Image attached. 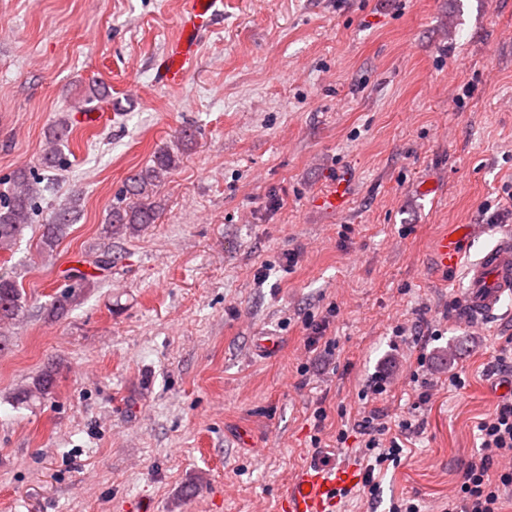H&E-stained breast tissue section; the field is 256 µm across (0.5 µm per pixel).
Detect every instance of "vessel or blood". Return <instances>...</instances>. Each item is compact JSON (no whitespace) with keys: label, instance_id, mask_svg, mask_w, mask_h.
<instances>
[{"label":"vessel or blood","instance_id":"vessel-or-blood-1","mask_svg":"<svg viewBox=\"0 0 512 512\" xmlns=\"http://www.w3.org/2000/svg\"><path fill=\"white\" fill-rule=\"evenodd\" d=\"M223 8V0H184L181 34L158 63L161 83L178 86L184 82L195 63L202 34ZM434 255L441 269H463L467 280L463 309L467 316L478 319L492 315L502 298L512 295V234L467 264L462 256L461 233L451 224L437 235ZM359 480L357 470L346 463H314L299 470L287 484L283 501L287 512H334L340 491Z\"/></svg>","mask_w":512,"mask_h":512}]
</instances>
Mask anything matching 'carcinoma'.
I'll list each match as a JSON object with an SVG mask.
<instances>
[{
    "label": "carcinoma",
    "instance_id": "obj_1",
    "mask_svg": "<svg viewBox=\"0 0 512 512\" xmlns=\"http://www.w3.org/2000/svg\"><path fill=\"white\" fill-rule=\"evenodd\" d=\"M69 121L58 118L48 129L46 147L41 159L40 170L23 169L14 172L10 189L0 194V250H9L20 241L25 229L30 224L31 214L37 199L44 193L54 190V173L65 167V156L62 152L66 144ZM195 139V133L184 130L178 133L173 147L159 151L152 163L136 171L126 182L125 193L143 198L133 207L121 203L112 206L106 218L105 233L112 235H134L140 228L155 222L154 206L147 202L153 187L175 167L176 158L173 149H181ZM78 201L72 199L52 212L46 223L41 225L38 241L39 253L51 257L56 251L60 239L70 224L74 223L78 213ZM77 302V295L65 292L57 297L50 307V312L62 316ZM23 294L16 282L8 277H0V325L15 319L22 310ZM53 375L48 372L39 377L34 386L22 393L23 400L33 396L47 394L53 386Z\"/></svg>",
    "mask_w": 512,
    "mask_h": 512
}]
</instances>
